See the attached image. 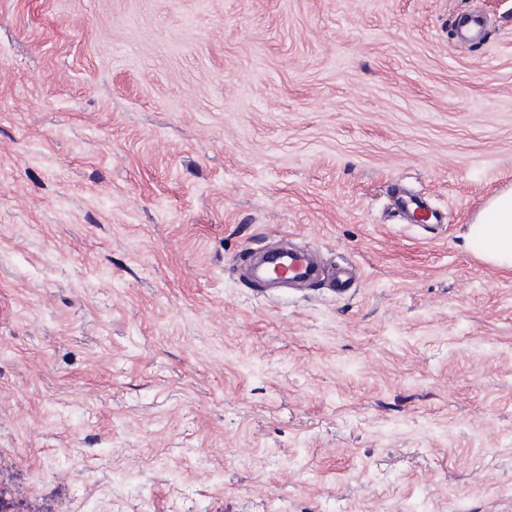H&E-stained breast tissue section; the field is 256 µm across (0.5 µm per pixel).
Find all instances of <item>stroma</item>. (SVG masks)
Masks as SVG:
<instances>
[{
  "label": "stroma",
  "mask_w": 512,
  "mask_h": 512,
  "mask_svg": "<svg viewBox=\"0 0 512 512\" xmlns=\"http://www.w3.org/2000/svg\"><path fill=\"white\" fill-rule=\"evenodd\" d=\"M509 189L512 0H0V512H512ZM467 237L482 244L487 262L499 268H512V190L491 196L470 225ZM265 264L271 266V276L288 281L310 278L314 273L310 254L305 251L289 250L288 247L268 254Z\"/></svg>",
  "instance_id": "1"
}]
</instances>
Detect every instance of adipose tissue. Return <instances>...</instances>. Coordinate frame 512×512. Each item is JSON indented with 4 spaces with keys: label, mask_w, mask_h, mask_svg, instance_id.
<instances>
[{
    "label": "adipose tissue",
    "mask_w": 512,
    "mask_h": 512,
    "mask_svg": "<svg viewBox=\"0 0 512 512\" xmlns=\"http://www.w3.org/2000/svg\"><path fill=\"white\" fill-rule=\"evenodd\" d=\"M468 234L482 244L483 258L512 268V190L491 196L470 225Z\"/></svg>",
    "instance_id": "ef3b65f1"
}]
</instances>
